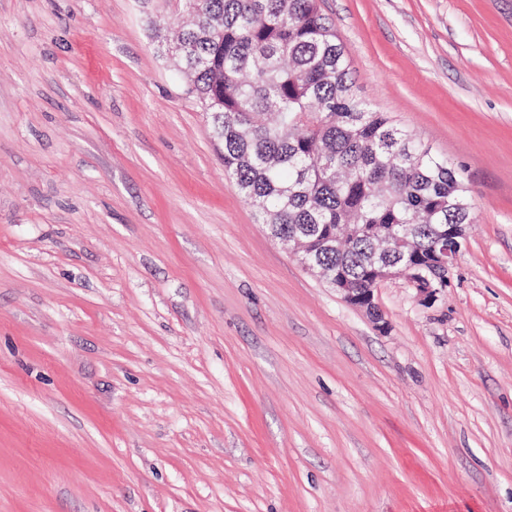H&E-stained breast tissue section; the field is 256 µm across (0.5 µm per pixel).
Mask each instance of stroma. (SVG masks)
<instances>
[{
  "label": "stroma",
  "mask_w": 512,
  "mask_h": 512,
  "mask_svg": "<svg viewBox=\"0 0 512 512\" xmlns=\"http://www.w3.org/2000/svg\"><path fill=\"white\" fill-rule=\"evenodd\" d=\"M320 6L474 189L380 329L225 177L180 0H0V512H512V0Z\"/></svg>",
  "instance_id": "obj_1"
}]
</instances>
